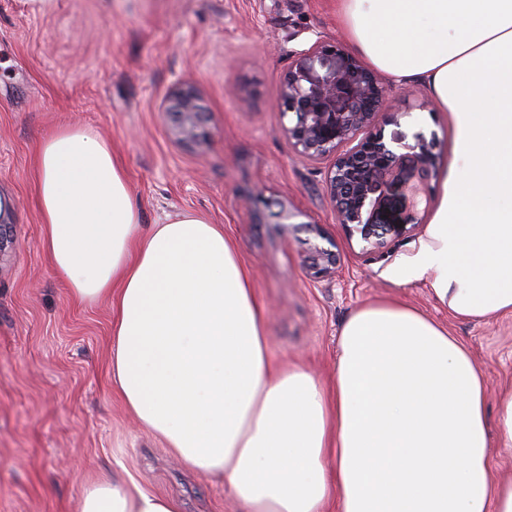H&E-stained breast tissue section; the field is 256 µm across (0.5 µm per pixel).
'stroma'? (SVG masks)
<instances>
[{
	"label": "stroma",
	"instance_id": "stroma-1",
	"mask_svg": "<svg viewBox=\"0 0 512 512\" xmlns=\"http://www.w3.org/2000/svg\"><path fill=\"white\" fill-rule=\"evenodd\" d=\"M319 35L347 42L336 0H0V512H72L90 479L121 467L183 512H238L223 484L186 469L111 392L110 308L73 303L42 249L32 161L65 125L111 142L144 227L187 212L223 228L266 306L278 363L330 385L345 320L394 296L468 347L489 397L512 384V313L464 320L428 280L399 282L424 228L364 251L336 221L328 161L289 146L278 111L289 53ZM180 81L206 109L198 144L182 142L165 110ZM379 122L404 156L401 179L423 151L449 164L450 116L423 86L397 84ZM267 199L285 202L294 230ZM311 223L341 257L322 279L304 265Z\"/></svg>",
	"mask_w": 512,
	"mask_h": 512
}]
</instances>
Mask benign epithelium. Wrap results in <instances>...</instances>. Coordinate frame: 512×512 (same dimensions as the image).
<instances>
[{"label": "benign epithelium", "instance_id": "7a95c632", "mask_svg": "<svg viewBox=\"0 0 512 512\" xmlns=\"http://www.w3.org/2000/svg\"><path fill=\"white\" fill-rule=\"evenodd\" d=\"M390 92L389 85L356 56L320 36L309 48L291 51L280 92L279 112L288 119L283 125L288 144L306 160H331L325 189L336 220L371 252L386 248L389 236L413 230L381 219L376 193L398 186L417 216L419 206L429 202L426 186L436 171L434 157L422 152L414 180L398 178L403 155L385 141L378 122ZM167 111L178 117L183 142L207 138L205 109L194 88H176L167 100ZM316 235L319 241L311 245L305 267L320 279L334 274L340 256L332 238L319 229Z\"/></svg>", "mask_w": 512, "mask_h": 512}]
</instances>
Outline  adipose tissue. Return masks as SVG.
I'll return each mask as SVG.
<instances>
[{
  "mask_svg": "<svg viewBox=\"0 0 512 512\" xmlns=\"http://www.w3.org/2000/svg\"><path fill=\"white\" fill-rule=\"evenodd\" d=\"M351 49L450 115L439 206L402 281L455 315L512 313V0H339ZM42 247L71 301L112 308L111 389L240 512H512V386L489 398L468 348L396 298L344 322L330 387L275 365L269 316L223 230H143L112 146L66 125L34 159ZM76 512H181L112 473Z\"/></svg>",
  "mask_w": 512,
  "mask_h": 512,
  "instance_id": "adipose-tissue-1",
  "label": "adipose tissue"
}]
</instances>
